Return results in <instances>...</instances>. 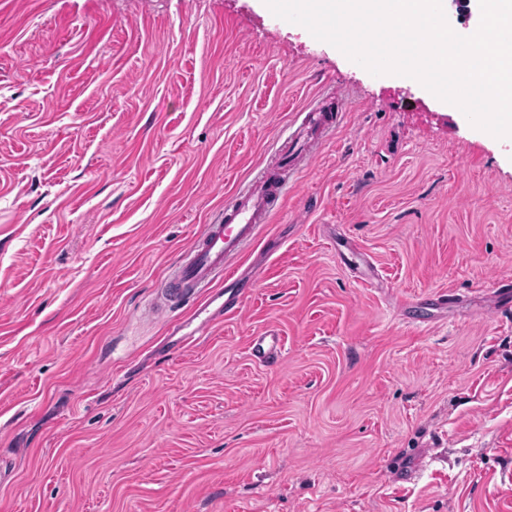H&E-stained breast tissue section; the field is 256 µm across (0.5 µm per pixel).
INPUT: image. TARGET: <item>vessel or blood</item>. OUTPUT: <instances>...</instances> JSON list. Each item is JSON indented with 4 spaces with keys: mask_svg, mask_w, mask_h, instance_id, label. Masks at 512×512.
<instances>
[{
    "mask_svg": "<svg viewBox=\"0 0 512 512\" xmlns=\"http://www.w3.org/2000/svg\"><path fill=\"white\" fill-rule=\"evenodd\" d=\"M342 103H318L307 112L303 128L292 131L286 144L289 154L301 153L313 159L322 144L334 132L341 119ZM295 166L275 171L260 170L247 188L236 192L224 204V211L213 223L203 225L176 278L168 287L167 301L181 303L188 295L210 287L223 279L232 292L224 300L225 314H234L242 306L247 292L238 288L239 261L245 249L256 240L264 224L281 207L287 194V181ZM285 340L269 331L251 337L248 353L262 365L279 363Z\"/></svg>",
    "mask_w": 512,
    "mask_h": 512,
    "instance_id": "vessel-or-blood-1",
    "label": "vessel or blood"
}]
</instances>
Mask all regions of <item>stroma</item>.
I'll return each mask as SVG.
<instances>
[{
	"label": "stroma",
	"mask_w": 512,
	"mask_h": 512,
	"mask_svg": "<svg viewBox=\"0 0 512 512\" xmlns=\"http://www.w3.org/2000/svg\"><path fill=\"white\" fill-rule=\"evenodd\" d=\"M330 97L264 280L183 348L224 287L163 280ZM505 277L512 138L263 0H0V512H512ZM341 112H343V103L339 100L329 104L319 102L312 107L302 123L305 126L292 131L283 143L285 147L288 146L289 157L297 152H305L306 165L312 161L322 144L338 127ZM306 128H309L310 134L304 135ZM284 351V337L272 331L265 332L260 336H251L248 343L249 356L261 365L279 363Z\"/></svg>",
	"instance_id": "obj_1"
}]
</instances>
